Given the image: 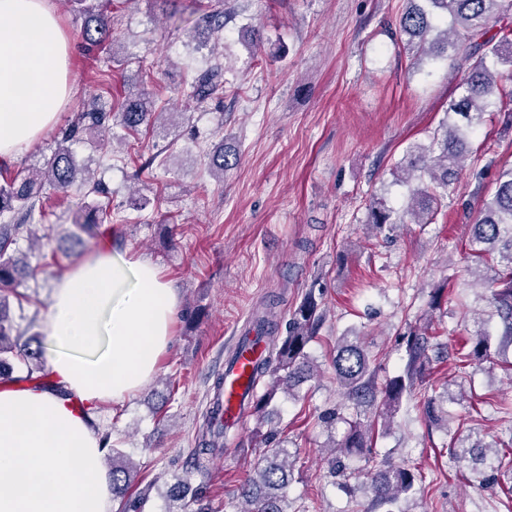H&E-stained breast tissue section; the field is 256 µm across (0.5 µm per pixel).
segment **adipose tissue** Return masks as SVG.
<instances>
[{"instance_id": "1", "label": "adipose tissue", "mask_w": 512, "mask_h": 512, "mask_svg": "<svg viewBox=\"0 0 512 512\" xmlns=\"http://www.w3.org/2000/svg\"><path fill=\"white\" fill-rule=\"evenodd\" d=\"M51 0H0V158L59 122L74 90ZM179 294L148 260L99 250L55 283L42 330L52 389L0 385V512H112L90 409L133 394L171 343Z\"/></svg>"}]
</instances>
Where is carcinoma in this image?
Here are the masks:
<instances>
[{
    "instance_id": "carcinoma-1",
    "label": "carcinoma",
    "mask_w": 512,
    "mask_h": 512,
    "mask_svg": "<svg viewBox=\"0 0 512 512\" xmlns=\"http://www.w3.org/2000/svg\"><path fill=\"white\" fill-rule=\"evenodd\" d=\"M74 11L83 19L81 36L90 47L102 45L110 32V22L105 10L94 7L87 0H68ZM407 6L397 20L399 37L421 62L427 58L450 60L452 66L463 71L464 77L455 87V96L447 109V120L442 122V133L433 135L427 145L409 147L403 158L392 169L395 181L410 183L409 203L404 210L384 203L370 205L369 223L381 230L386 225L403 224L412 218L414 224H431L438 214L441 201L447 196L448 182L461 167L467 142L479 130L485 115L499 106L512 103V91L500 85L498 65L512 66V0H405ZM195 28L210 38H221L224 32V0H214L206 8H197ZM232 69L226 65L224 55L211 56V64L198 73L184 89L187 98L199 103L222 100L226 92L234 89V82L227 78ZM152 93L141 87L121 101L114 103L94 97L81 112L71 117L61 131L56 148L44 157L42 166L20 179L0 184V217L19 214L0 224V377L13 373L15 360L25 367L27 380H42L49 375L38 351L17 346L11 339L14 325L6 313L7 294L14 292L17 278L24 273L25 265L17 257L18 238L35 233L34 219L37 204L47 186L66 192L86 189L85 195L101 194L98 183L84 178L77 166L70 142L94 130L103 134L119 126L136 131L143 124L156 120ZM233 166L229 150L219 144L210 156L209 174L224 178V171ZM112 211L98 203L86 206L84 214L75 225L93 236L104 217ZM469 250L475 261L487 260L490 252L498 253L499 268L494 274L476 269V278L490 290V305L501 319L499 337L482 329L472 337H465L458 352L459 367L465 368L475 361L487 358L491 349L512 344V166L498 171L496 190L491 198L481 200L480 217L473 225ZM275 296L265 298L253 312L251 325L256 338L268 345V355L253 369L252 385L264 376L271 378L267 390L251 394L248 401L251 416L256 419L254 433L264 444V453L254 462L245 483L241 486L240 499L245 504L242 512H288L287 487L290 484L292 454L285 441L272 431L262 432L263 413L282 389L293 396L295 383L304 376H313L314 363L307 347L316 336L323 320V312L312 297H307L294 311L288 323L287 335H279ZM406 360L400 374L380 380L370 356L356 342L341 336L336 340L333 367L336 380L344 389L346 403L320 412L317 419L327 428L343 421L349 430L343 440L330 451V473L348 475L345 459L363 454L373 448V439L379 432H387L393 424L402 399L415 393L423 383L429 350L433 347L432 322L410 330L405 336ZM444 396H430L424 402L425 413L433 420L448 421L443 407ZM354 409L356 414L367 410L373 417L363 422L350 420L345 411ZM214 422L206 417V435L194 450L196 468H203L202 459L216 451L207 436L214 433ZM104 445L112 449V497L120 498L121 512H140V504L148 496L144 490L136 496L129 495L130 465L112 447L111 434L102 436ZM422 477L406 465L383 462L371 477L372 497L361 512H393L391 506L401 496L415 490Z\"/></svg>"
}]
</instances>
